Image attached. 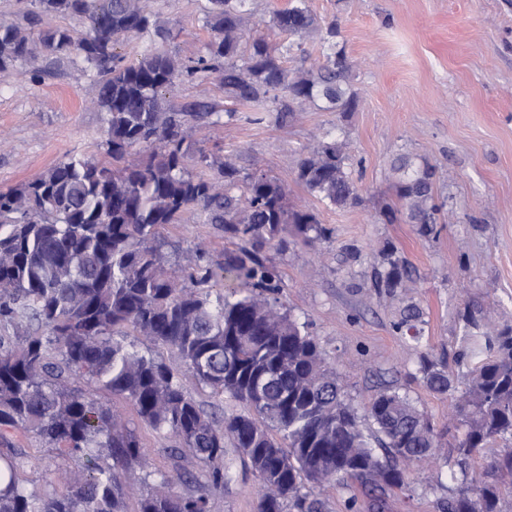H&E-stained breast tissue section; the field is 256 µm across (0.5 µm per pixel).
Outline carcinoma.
Here are the masks:
<instances>
[{
  "instance_id": "cac0c4a2",
  "label": "carcinoma",
  "mask_w": 512,
  "mask_h": 512,
  "mask_svg": "<svg viewBox=\"0 0 512 512\" xmlns=\"http://www.w3.org/2000/svg\"><path fill=\"white\" fill-rule=\"evenodd\" d=\"M26 25L0 24V79L23 64L32 76L77 55L93 73L95 104L106 113L105 159L68 157L37 178L0 191V512H127L125 484L140 483L138 512H211L212 500L253 481L256 512H329L312 486L348 490L358 483L371 512H388L387 491L405 485L410 461L449 468L456 490L438 512H503L501 481L512 477V324L496 325L469 307L459 314L465 346L456 372L421 356L418 373L448 399L459 435L455 458L442 433L396 389L358 410L319 343L280 302V275L258 249L294 241L313 247L328 231L311 210L288 205V192L257 169L203 151L198 176L186 160L208 107H165L163 94L183 75L217 71L233 107L285 127L315 108L345 119L357 111L355 66L340 28L321 25L307 0L270 16L288 45L253 38L238 47L252 17L246 0H209L213 33L206 55L189 64L162 48L150 0H31ZM79 21L78 32L45 26L42 16ZM320 36L310 61L305 40ZM144 44L125 66L120 50ZM297 66H287L288 59ZM150 147L143 160L131 159ZM401 208L381 220L436 236L446 202L435 194L437 167L407 152L390 161ZM297 179L335 208L362 202L349 144L324 135L304 148ZM193 208L205 224L251 245L216 272L198 246L172 268L162 230ZM221 288H206L211 282ZM412 272L397 247L376 257L372 287L398 298L393 328L419 342L424 312L410 296ZM134 334L170 353L166 362L124 337ZM193 381L219 400L206 410L187 389ZM107 392L129 402L142 423L172 442V469L148 471V448L129 422L100 402ZM80 464L82 477L40 488L25 471L16 437ZM492 480L468 477L466 463L492 444ZM460 467L455 472L453 466Z\"/></svg>"
}]
</instances>
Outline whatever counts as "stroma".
<instances>
[{
  "mask_svg": "<svg viewBox=\"0 0 512 512\" xmlns=\"http://www.w3.org/2000/svg\"><path fill=\"white\" fill-rule=\"evenodd\" d=\"M308 4L324 20H337L356 65L362 102L349 119L310 109L285 128L243 113L226 121L230 101L214 73L179 80L166 102L174 109L192 100L214 106L197 147L242 171L261 169L285 187L291 206L312 210L329 229L315 248L270 244L262 255L281 274L282 300L309 319L354 406L395 388L444 429L451 407L416 379L420 354L453 358L463 345L457 313L465 306L490 307L493 321L512 319V0ZM208 6V0H155L158 20L175 34L169 51L186 61L203 55L212 37L204 24ZM95 96L81 60L64 62L37 83L28 67H16L0 84V189L65 157L103 158L106 122ZM335 130L349 142L362 189V203L347 209L326 206L297 179L303 147ZM399 152L425 157L448 176L438 192L451 196L453 213L437 236L424 239L413 225L376 221L383 206L397 203L388 163ZM164 235L174 264L201 246L221 265L241 246L193 209ZM387 243L414 269V296L426 320L417 348L391 326L397 300L364 293ZM353 248L362 253L360 263L348 259ZM429 473L411 467L406 485L388 494L389 512H438L437 498L455 484L446 478L431 487Z\"/></svg>",
  "mask_w": 512,
  "mask_h": 512,
  "instance_id": "obj_1",
  "label": "stroma"
}]
</instances>
